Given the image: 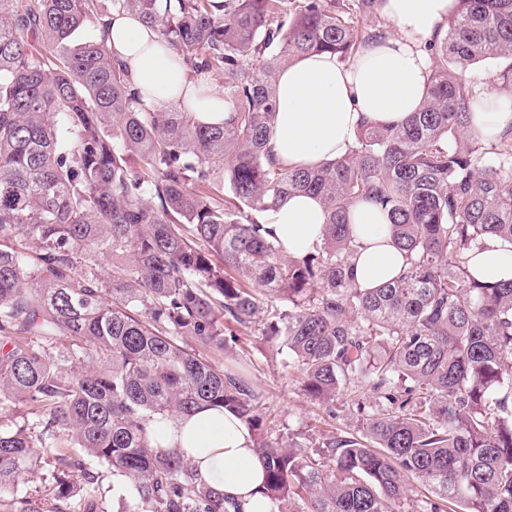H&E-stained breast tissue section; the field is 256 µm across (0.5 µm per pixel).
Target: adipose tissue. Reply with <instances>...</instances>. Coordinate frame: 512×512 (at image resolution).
<instances>
[{
	"instance_id": "obj_1",
	"label": "adipose tissue",
	"mask_w": 512,
	"mask_h": 512,
	"mask_svg": "<svg viewBox=\"0 0 512 512\" xmlns=\"http://www.w3.org/2000/svg\"><path fill=\"white\" fill-rule=\"evenodd\" d=\"M457 6V0H384L382 11L394 29L378 37L376 45L362 48L346 63L328 53H312L284 67L277 79L270 141L277 159L316 167L348 151L361 121L400 122L415 112L427 92L430 60L424 47ZM104 29L108 48L126 65L136 88L164 101L186 97L201 122L223 123V95L201 89L196 78L173 64L166 43L138 16H107ZM472 128L488 138L512 131V93L496 88L484 92L472 114ZM350 220L358 243L356 285L376 288L393 280L404 255L387 233L385 214L360 203ZM324 224L320 200L295 194L271 212L268 228L288 255L300 257L320 243ZM471 272L490 283L511 279L512 245L488 239L473 257ZM157 432L163 445L180 449L191 460L202 481L241 502L243 512H269L258 492L263 460L250 431L234 415L205 408L165 420Z\"/></svg>"
}]
</instances>
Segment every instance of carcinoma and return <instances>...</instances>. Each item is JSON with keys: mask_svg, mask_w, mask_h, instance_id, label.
I'll return each mask as SVG.
<instances>
[{"mask_svg": "<svg viewBox=\"0 0 512 512\" xmlns=\"http://www.w3.org/2000/svg\"><path fill=\"white\" fill-rule=\"evenodd\" d=\"M381 0H0V512H113L103 470L130 482L122 512H230L152 425L228 411L266 463L271 512H512V280L470 271L512 244V136L470 127L481 79L512 91V0H459L430 42L428 90L401 123H364L347 154L304 169L269 146L279 72L348 62L390 27ZM135 14L189 75L221 76L220 125L146 99L102 19ZM364 18L370 29L359 31ZM292 194L322 201L302 257L269 237ZM388 217L404 268L352 281L351 209ZM112 263V281L97 263ZM250 328L305 393L339 395L355 432L271 438L250 364H224ZM53 459L45 494L15 491Z\"/></svg>", "mask_w": 512, "mask_h": 512, "instance_id": "1", "label": "carcinoma"}]
</instances>
